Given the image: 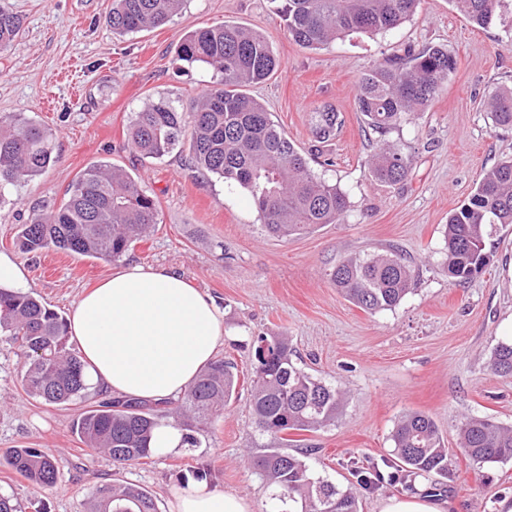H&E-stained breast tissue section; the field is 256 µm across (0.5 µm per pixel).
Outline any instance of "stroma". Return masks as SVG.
<instances>
[{
    "mask_svg": "<svg viewBox=\"0 0 512 512\" xmlns=\"http://www.w3.org/2000/svg\"><path fill=\"white\" fill-rule=\"evenodd\" d=\"M4 2L25 32L16 51L0 57V114L51 129L58 154L54 166L10 188L0 206V252L23 266L28 290L65 316L117 264L181 275L223 309L216 353L233 358L240 372L251 371L253 337L283 334L299 366L345 392L335 424L301 439L313 449L309 468L352 488L360 512H379L383 499L409 493L404 483L366 489L355 471L385 469L393 425L411 411L429 414L444 436L453 474L443 493L447 512H512V462H469L455 431L469 416L512 425V377L488 367L497 344L512 339V224L487 227V264L463 285L448 275L443 236L449 212L468 202L481 171L512 156V128L495 126L483 107L496 88L512 85V43L502 29L473 26L451 0H419L394 29L309 50L289 39L275 0H184L163 27L124 37L102 22L112 0ZM224 21L258 30L280 58L277 73L249 92L296 145L311 147L315 108L343 112L345 126L325 149L334 164L316 169L349 198L341 223L273 237L247 190L192 171L187 152L142 160L129 149L127 130L147 99L182 106L220 82L213 70L178 60L177 48L186 33ZM407 45L444 47L456 68L429 106L390 134L412 169L404 184L389 186L370 173L376 136L354 97L364 73ZM96 161L126 168L154 196V234L116 263L53 249L21 252L22 224L61 200ZM383 250L416 263L420 276L395 309L369 314L337 292L330 273L346 256ZM21 374L17 345L0 336V451L47 448L62 459L59 483L46 491L0 466V493L22 512H84L97 486L118 480L145 488L168 512L172 491L192 486L203 466L210 486L238 494L251 512H269L270 491L248 458L273 441L251 423L249 386L239 388L200 447L118 468L74 436V406L28 395Z\"/></svg>",
    "mask_w": 512,
    "mask_h": 512,
    "instance_id": "stroma-1",
    "label": "stroma"
}]
</instances>
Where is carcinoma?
Wrapping results in <instances>:
<instances>
[{"mask_svg":"<svg viewBox=\"0 0 512 512\" xmlns=\"http://www.w3.org/2000/svg\"><path fill=\"white\" fill-rule=\"evenodd\" d=\"M184 0H112L105 16L115 35L157 28L177 14ZM278 13L288 37L307 49H321L343 36L398 27L409 19L418 0H280ZM455 10L486 29L500 25L512 37V0H451ZM21 18L0 7V55L15 48ZM178 56L222 75L219 86L203 98L178 108L170 100L152 99L135 113L128 143L142 159H161L188 147L194 165L227 183L246 189L267 232L277 238L310 233L323 224L340 223L349 210L346 193L317 176L306 154L272 121L248 88L278 71L280 59L259 32L237 23L206 25L185 35ZM447 49L407 47L371 68L361 79L356 110L380 137L371 162L375 179L388 185L405 181L411 157L387 136L411 113L424 109L455 70ZM485 108L498 127H512V88L500 87ZM344 118L331 106L313 112L315 154L341 131ZM53 133L22 114L0 116V202L12 186L28 182L56 162ZM156 200L128 171L93 162L67 189L60 205L22 225L18 247L24 253L54 248L81 256L115 261L142 241L157 224ZM488 224H512V159L483 172L468 203L448 215L445 264L450 277L466 282L487 264L484 234ZM415 266L397 253L354 254L331 272L336 290L373 314L396 308L412 291ZM0 335L18 344L25 392L57 405H76L72 432L89 450L117 465L137 463L155 454L152 430L166 421L187 432L199 447L207 425L224 415L236 391L237 364L218 357L174 402L149 406L141 401H93L84 382L79 356L66 348V322L31 292L0 286ZM249 412L254 428L274 439L250 458V465L271 489V512H358L352 490L312 474L303 453H292L285 431L312 432L336 420L342 394L306 372L293 359L286 336L254 339ZM499 376L512 377V341L501 342L489 362ZM458 446L477 464L512 461V426L490 417H468L457 426ZM390 440L395 468L389 481L431 476L434 486L448 481V449L433 418L409 412L394 425ZM5 464L39 489L58 481L60 462L45 448H12L0 456ZM85 512H158L145 489L128 483L97 487Z\"/></svg>","mask_w":512,"mask_h":512,"instance_id":"obj_1","label":"carcinoma"}]
</instances>
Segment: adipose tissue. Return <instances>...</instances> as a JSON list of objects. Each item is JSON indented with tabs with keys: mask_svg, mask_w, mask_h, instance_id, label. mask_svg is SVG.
<instances>
[{
	"mask_svg": "<svg viewBox=\"0 0 512 512\" xmlns=\"http://www.w3.org/2000/svg\"><path fill=\"white\" fill-rule=\"evenodd\" d=\"M68 334L88 387L160 402L182 395L213 358L224 340V314L184 277L131 264L74 304ZM169 512L250 510L237 494L200 483L175 491Z\"/></svg>",
	"mask_w": 512,
	"mask_h": 512,
	"instance_id": "adipose-tissue-1",
	"label": "adipose tissue"
}]
</instances>
